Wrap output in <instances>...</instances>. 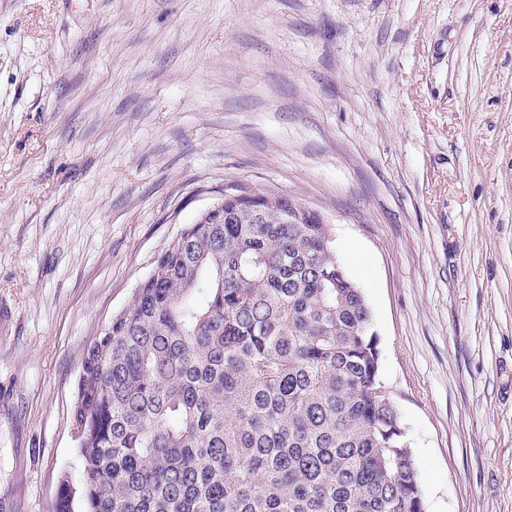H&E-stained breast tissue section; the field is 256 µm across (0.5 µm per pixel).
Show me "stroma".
I'll return each instance as SVG.
<instances>
[{"mask_svg": "<svg viewBox=\"0 0 512 512\" xmlns=\"http://www.w3.org/2000/svg\"><path fill=\"white\" fill-rule=\"evenodd\" d=\"M227 189L331 224L427 512H512V0H0V512Z\"/></svg>", "mask_w": 512, "mask_h": 512, "instance_id": "1", "label": "stroma"}]
</instances>
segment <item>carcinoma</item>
I'll return each mask as SVG.
<instances>
[{"instance_id": "obj_1", "label": "carcinoma", "mask_w": 512, "mask_h": 512, "mask_svg": "<svg viewBox=\"0 0 512 512\" xmlns=\"http://www.w3.org/2000/svg\"><path fill=\"white\" fill-rule=\"evenodd\" d=\"M187 228L86 352L52 512H424L331 225Z\"/></svg>"}]
</instances>
